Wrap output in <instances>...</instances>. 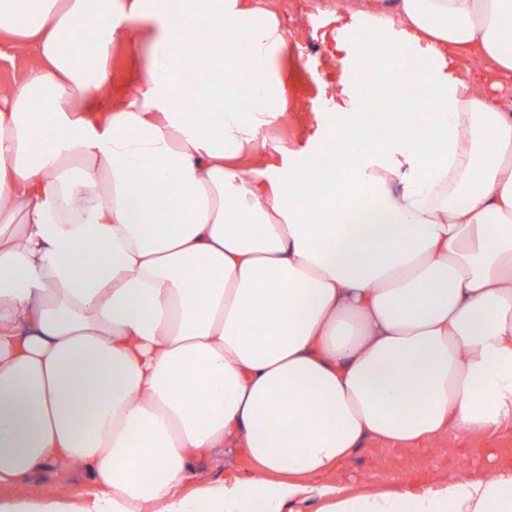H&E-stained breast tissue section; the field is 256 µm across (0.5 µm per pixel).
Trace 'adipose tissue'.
<instances>
[{
    "label": "adipose tissue",
    "instance_id": "adipose-tissue-1",
    "mask_svg": "<svg viewBox=\"0 0 512 512\" xmlns=\"http://www.w3.org/2000/svg\"><path fill=\"white\" fill-rule=\"evenodd\" d=\"M336 17L325 145L292 153L273 0H0V512H512L506 461L335 480L368 441L512 428V0ZM139 79L137 67L130 61L121 60L112 65V99L132 90ZM59 490L71 496H80L91 490V479L84 470L74 469L62 477L45 476ZM51 484V485H52Z\"/></svg>",
    "mask_w": 512,
    "mask_h": 512
}]
</instances>
